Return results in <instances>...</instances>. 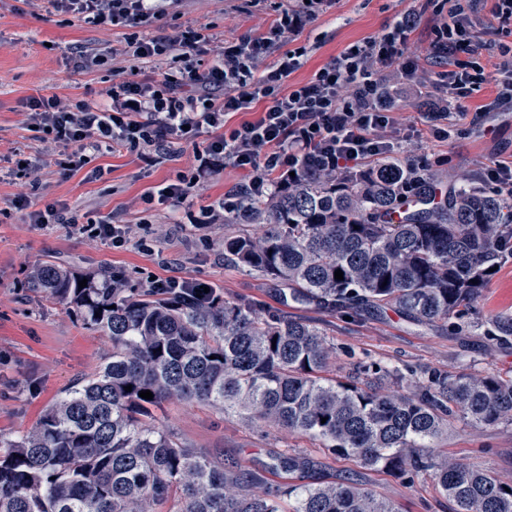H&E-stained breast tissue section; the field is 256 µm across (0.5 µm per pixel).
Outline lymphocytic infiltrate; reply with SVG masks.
Wrapping results in <instances>:
<instances>
[{
	"instance_id": "f902f5d3",
	"label": "lymphocytic infiltrate",
	"mask_w": 512,
	"mask_h": 512,
	"mask_svg": "<svg viewBox=\"0 0 512 512\" xmlns=\"http://www.w3.org/2000/svg\"><path fill=\"white\" fill-rule=\"evenodd\" d=\"M51 6L81 16L85 23L129 29L125 53L131 64L112 72L102 104L68 105L54 95L27 100L32 128L69 148L68 171L87 162V151L120 148L141 157L171 153L206 137L189 171L158 184L159 201L186 204L199 186L231 165L242 170V184L225 192L216 211L251 197L295 189L304 171L324 177L364 172L392 158L401 148V130L389 104V89L425 97L417 56L408 46L414 19H393L376 36L356 42L319 67L302 83H290L308 54L295 45L298 33L324 13L333 0H273L274 19L256 36L215 45L212 62L203 59L212 37L187 26L165 36L145 35L146 27L177 9L182 0H49ZM481 0H424L441 15L430 44L435 61L446 64L424 118L437 136L464 132L467 113L458 104L488 82L495 98L481 113L512 103V69L491 74L484 51L512 55V0H493L496 40L481 37ZM213 44V43H212ZM169 60L173 76L154 79L141 65ZM259 109L254 120L231 124L232 114Z\"/></svg>"
}]
</instances>
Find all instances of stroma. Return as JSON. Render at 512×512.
<instances>
[{
    "label": "stroma",
    "instance_id": "obj_1",
    "mask_svg": "<svg viewBox=\"0 0 512 512\" xmlns=\"http://www.w3.org/2000/svg\"><path fill=\"white\" fill-rule=\"evenodd\" d=\"M413 0H334L318 20L299 35L309 46L305 64L292 79L307 80L346 46L381 32L394 17L413 10ZM271 19L263 0H182L177 12L150 27L153 35L171 34L193 25L217 40L261 32ZM124 28H96L77 15L53 9L47 0H0V438L12 440L31 428L43 410L79 380L98 371L112 353L111 343L86 329L68 306L32 292L31 267L45 260L86 274L103 265L122 271L131 285L148 286L152 276L214 283L230 300L249 299L316 325L336 346L333 376L344 378L354 363L376 361L398 368L438 366L493 374L512 370V345L489 344L479 326L499 314H512V260L501 262L487 285L468 305L469 332L413 325L389 310L351 318L314 306L281 303L274 280L224 261L223 224L204 223L203 211L241 183L232 167L213 177L192 207L144 205L156 184L175 178L193 162L192 151L161 155L145 164L125 150L90 153L87 164L70 174L59 166L61 149L25 123L29 97L57 94L71 102L102 103L112 85V68L123 58L92 71L74 65L73 52L86 47L108 53L124 45ZM490 132L476 129L445 140L423 134L413 139L414 156L426 160L433 186L450 191L460 183H482L494 161L512 156V107L486 118ZM31 161L41 187L33 209L67 204L74 224H32L16 210L13 198L27 192L14 170ZM100 178H91L92 169ZM142 225L146 245L130 241L113 247L92 236L103 218ZM159 425L189 447L219 462L263 479L266 487L297 484L295 473L272 470V458L294 450L317 459L321 476L351 479L386 495L401 512H448V501L427 475L406 483L384 470H370L356 459L334 456L318 441L298 434L249 424L201 404L170 402L155 411ZM449 457L475 465L512 482V425L468 427L455 422L440 443Z\"/></svg>",
    "mask_w": 512,
    "mask_h": 512
}]
</instances>
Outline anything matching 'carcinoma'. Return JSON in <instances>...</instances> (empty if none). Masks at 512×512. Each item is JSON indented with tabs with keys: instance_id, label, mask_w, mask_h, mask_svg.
Masks as SVG:
<instances>
[{
	"instance_id": "obj_1",
	"label": "carcinoma",
	"mask_w": 512,
	"mask_h": 512,
	"mask_svg": "<svg viewBox=\"0 0 512 512\" xmlns=\"http://www.w3.org/2000/svg\"><path fill=\"white\" fill-rule=\"evenodd\" d=\"M413 179L420 180L416 196H426L427 174L396 159L366 178L306 174L296 189L246 200L224 215L238 225L224 236V257L278 281L284 302L332 313L395 309L417 326L461 331L464 307L490 269L512 258V205L471 183L444 207L386 222ZM244 224H259L262 233ZM30 288L71 308L112 343V355L19 440H0V512H157L166 503L167 512H398L353 481L265 490L258 478L155 425L153 410L172 401L306 435L333 455L404 480L428 473L450 512H512V482L436 448L455 419L512 424V374L427 368L412 380L397 368L358 362L345 379L329 378L335 348L318 327L227 300L206 282L129 288L109 267L86 276L44 261L32 267ZM484 336L512 340V314L487 320ZM145 390L153 399L139 397ZM272 468L308 474L318 462L285 451Z\"/></svg>"
}]
</instances>
